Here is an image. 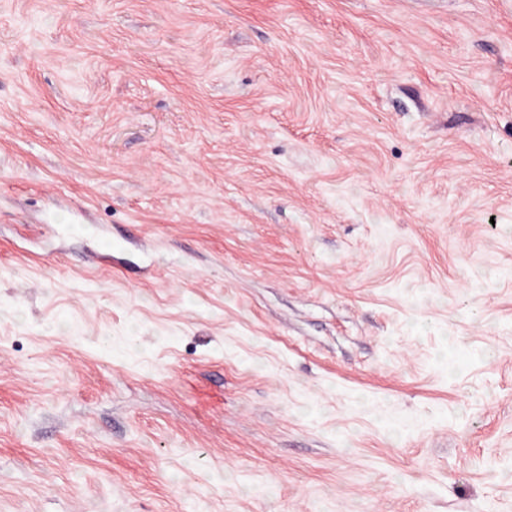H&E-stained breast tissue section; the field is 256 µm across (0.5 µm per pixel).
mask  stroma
<instances>
[{
  "mask_svg": "<svg viewBox=\"0 0 512 512\" xmlns=\"http://www.w3.org/2000/svg\"><path fill=\"white\" fill-rule=\"evenodd\" d=\"M0 512H512V0H0Z\"/></svg>",
  "mask_w": 512,
  "mask_h": 512,
  "instance_id": "obj_1",
  "label": "stroma"
}]
</instances>
